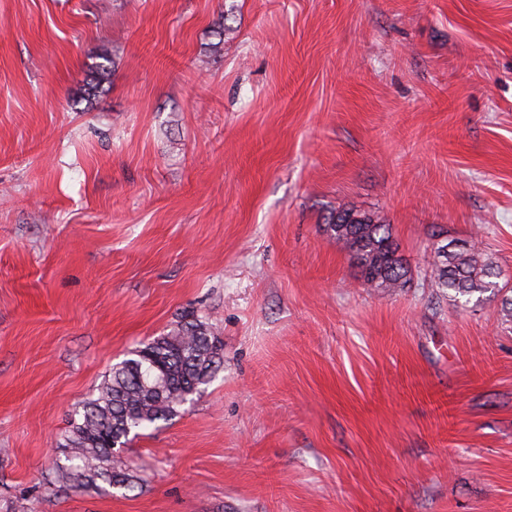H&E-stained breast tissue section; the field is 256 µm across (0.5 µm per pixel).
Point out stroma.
<instances>
[{"instance_id": "stroma-1", "label": "stroma", "mask_w": 512, "mask_h": 512, "mask_svg": "<svg viewBox=\"0 0 512 512\" xmlns=\"http://www.w3.org/2000/svg\"><path fill=\"white\" fill-rule=\"evenodd\" d=\"M476 234L512 278V0H0V512H512V321L424 275ZM188 311L223 369L134 488L62 487L74 412ZM327 230L352 253L368 288H403L410 280L390 224L375 214L354 208L336 210Z\"/></svg>"}]
</instances>
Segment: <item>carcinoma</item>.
I'll return each mask as SVG.
<instances>
[{"instance_id":"1","label":"carcinoma","mask_w":512,"mask_h":512,"mask_svg":"<svg viewBox=\"0 0 512 512\" xmlns=\"http://www.w3.org/2000/svg\"><path fill=\"white\" fill-rule=\"evenodd\" d=\"M327 230L352 253L364 285L405 287L409 268L390 225L378 216L341 209L329 217ZM425 273L456 300L503 291L502 270L475 241L448 251L431 249ZM223 365L216 327L192 314L182 316L167 334L113 367L97 396L75 412L63 445L66 463L56 466L58 481L68 488L98 480L111 487L131 486L129 468L116 464L119 454L112 442L123 447L130 435L175 416Z\"/></svg>"}]
</instances>
